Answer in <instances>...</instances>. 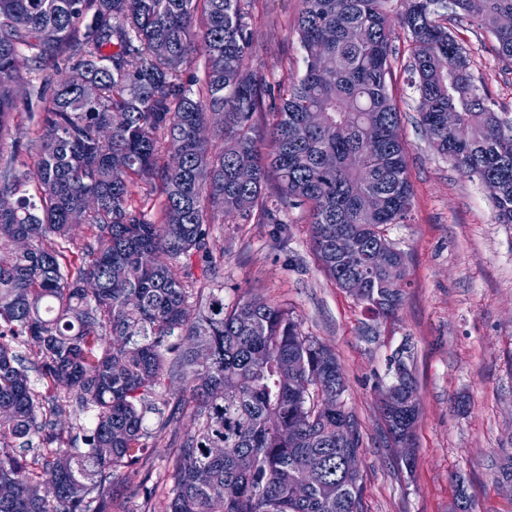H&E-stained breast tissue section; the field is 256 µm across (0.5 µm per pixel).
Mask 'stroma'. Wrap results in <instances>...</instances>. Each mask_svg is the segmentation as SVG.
Listing matches in <instances>:
<instances>
[{"label":"stroma","instance_id":"1","mask_svg":"<svg viewBox=\"0 0 512 512\" xmlns=\"http://www.w3.org/2000/svg\"><path fill=\"white\" fill-rule=\"evenodd\" d=\"M301 0H254L251 69L270 92L305 72L296 30ZM448 28L469 49L472 72L504 111L512 112V67L495 54L496 41L465 18ZM400 57L389 93L401 113L413 208L387 233L404 253L410 285L396 313L372 319L365 304L336 286L321 268L309 215L284 211L282 224H244L217 217L212 226L224 260L211 285L225 303L243 296L293 311L302 331L329 345L341 364L348 408L358 417L364 512H451L456 477H464L475 512H512V489L498 478L497 461L512 451V224H499L487 189L462 176L429 146L419 126L418 95ZM47 72L24 73L14 124L32 129L50 94ZM418 385L414 465L387 435L380 386L390 383L387 360L400 348ZM154 429L153 452L142 466L163 506L172 486L170 456L193 422L181 416Z\"/></svg>","mask_w":512,"mask_h":512}]
</instances>
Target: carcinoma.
Masks as SVG:
<instances>
[{"label": "carcinoma", "instance_id": "1", "mask_svg": "<svg viewBox=\"0 0 512 512\" xmlns=\"http://www.w3.org/2000/svg\"><path fill=\"white\" fill-rule=\"evenodd\" d=\"M250 6L0 0V199L10 202L0 210V483L12 488L0 512H112L113 478L138 477L150 455L147 414L162 428L176 418L162 394L174 377L186 382L181 410L194 428L173 449L163 512H363L361 475L343 472L345 458H360V422L346 404L322 403V392L346 391L336 354L281 305H226L224 289L195 284L224 258L212 244L216 216L280 224L283 209L305 205L327 274L343 289L366 278L359 300L374 316L397 310L408 282L386 228L407 222L413 190L388 94L396 31L430 144L512 224V113L476 83L443 14L490 32L511 64L512 29L499 22L512 0H302L305 73L280 84L264 125L265 84L247 64ZM22 49L37 68L69 66L36 128L17 137ZM198 52L206 69L194 91L177 77ZM29 159L33 170L19 171ZM241 167L253 171L248 185L236 181ZM141 183L163 197L154 220L135 206ZM360 189L380 195L381 209L363 210ZM76 213L90 230L78 253L68 247ZM339 236L352 252L336 253ZM199 345L210 349L205 363ZM392 360L407 384L382 415L398 444L414 431L419 397L403 356ZM85 415L83 446L65 441L58 421Z\"/></svg>", "mask_w": 512, "mask_h": 512}]
</instances>
